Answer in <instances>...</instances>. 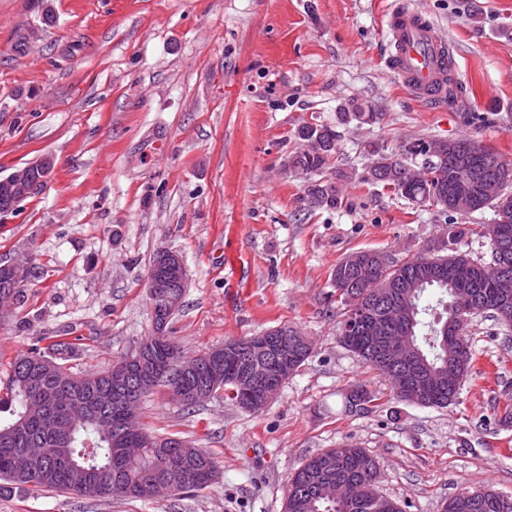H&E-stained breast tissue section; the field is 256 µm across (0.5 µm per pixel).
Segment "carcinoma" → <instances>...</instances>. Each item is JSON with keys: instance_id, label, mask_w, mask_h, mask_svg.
<instances>
[{"instance_id": "1", "label": "carcinoma", "mask_w": 512, "mask_h": 512, "mask_svg": "<svg viewBox=\"0 0 512 512\" xmlns=\"http://www.w3.org/2000/svg\"><path fill=\"white\" fill-rule=\"evenodd\" d=\"M380 113L356 100H349L339 108L338 120L345 124L355 120L360 124H374ZM300 148L290 153L282 163L283 171L306 179L307 186L301 198L304 208L315 210L334 208L341 197L336 181L349 179L353 173L336 171L326 177L331 161L338 154L339 134L330 125L303 122L294 130ZM456 148L448 149V141H420L390 153L370 143L365 152L373 157L363 180L381 185L416 203L441 208L448 213L467 215L486 208L494 209L495 223L486 227L485 236L490 249L504 248L502 277L489 282L481 276L482 263L466 255L431 257L419 255L399 264L391 265L385 255L376 250L354 252L336 264L332 282L336 302L345 306L343 319L337 325L338 335H352L357 346L352 348L360 360L384 376L396 398H401L399 376L392 366L385 364L369 345L364 326L348 327L349 312L367 310L387 330L394 322L390 318L391 300L397 297L410 310L403 328L410 331L416 347L414 370L441 373L445 376L444 391L428 393L424 405L446 407L457 398L468 377L471 359L461 364L456 360L459 347H469L465 328L468 321L457 324L456 334L441 343L443 316L451 315L450 303L454 289L462 286L472 290L477 309L474 315H488L501 327L512 330V308L509 318H503L488 302L495 295H512V163H506L492 150L468 138L455 140ZM421 156L417 163L413 158ZM54 164L45 158L34 164L17 168L22 173L15 184L0 182V208L15 197L25 194L32 198L40 193ZM464 177L470 183L468 195L448 200V186ZM507 178L497 196L490 197L486 189L499 178ZM32 266L24 269L5 268L0 265V288L19 299L22 288L35 278ZM383 276L388 290L382 297L371 294L373 281ZM154 290L182 300L185 289L163 269L154 274ZM443 312L432 315L437 308ZM431 320H425V317ZM139 348L152 358L157 385L165 387L186 410L201 405L203 399L194 396L196 387L206 383L214 391L224 390L228 397L239 402L233 385L224 378L200 376L186 381V390L176 388V357L179 348L168 336V328L152 326V333ZM73 344L63 338L49 343L45 350L38 348L17 357L12 365L5 387L0 395V408L7 405L11 419L0 423V481L14 486H31L37 490L71 492L92 499L101 496L115 498L151 499L150 482L159 475L171 473L161 454L174 461L187 459L201 471L200 484L186 485L187 493L208 487L217 473L214 459L199 448L175 436H150L127 433L122 427L126 413L123 402L140 400L146 391L138 390L129 382L116 387L112 383V370L85 376L74 374L66 367ZM358 391L347 399L348 410L365 413L368 404L375 401L366 390L363 400L357 401ZM141 441L143 454L135 461L112 458V448L125 441ZM55 448L67 454L79 465L71 471L47 465L48 476L30 473L18 474L24 469L23 451L26 448ZM114 470L104 485L97 483L100 472ZM379 473L375 459L364 449L344 444L311 457L288 481L284 512H402L400 505L379 495L376 483ZM500 494L460 492L448 500L444 512H512V505H498Z\"/></svg>"}]
</instances>
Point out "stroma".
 <instances>
[{
    "instance_id": "1",
    "label": "stroma",
    "mask_w": 512,
    "mask_h": 512,
    "mask_svg": "<svg viewBox=\"0 0 512 512\" xmlns=\"http://www.w3.org/2000/svg\"><path fill=\"white\" fill-rule=\"evenodd\" d=\"M391 2L0 0V177L55 160L43 190L0 216V264L37 269L0 314V384L51 336L74 342L68 365L82 374L131 353L152 331L145 282L161 248L186 265L170 323L184 355L284 325L313 342L257 413L220 393L192 413L161 386L142 398L145 432L213 455L209 487L150 501L9 487L0 512H283L291 474L344 444L374 456L377 492L404 512H443L455 494L487 487L512 497V332L471 321L472 370L445 408L396 399L337 335L331 272L351 253L491 259L493 209L463 217L361 181L366 144L469 138L512 163V0H415L457 63L453 96L435 107L386 66ZM46 3L55 24L43 30ZM350 99L379 122L338 124ZM304 120L336 126L332 165L357 172L337 208L303 209L304 179L280 170ZM460 223L469 234L449 241ZM360 386L374 406L348 413Z\"/></svg>"
}]
</instances>
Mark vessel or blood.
I'll use <instances>...</instances> for the list:
<instances>
[{"instance_id":"vessel-or-blood-1","label":"vessel or blood","mask_w":512,"mask_h":512,"mask_svg":"<svg viewBox=\"0 0 512 512\" xmlns=\"http://www.w3.org/2000/svg\"><path fill=\"white\" fill-rule=\"evenodd\" d=\"M383 29L389 68L408 94L433 105L446 102L455 70L446 36L411 0H393Z\"/></svg>"}]
</instances>
